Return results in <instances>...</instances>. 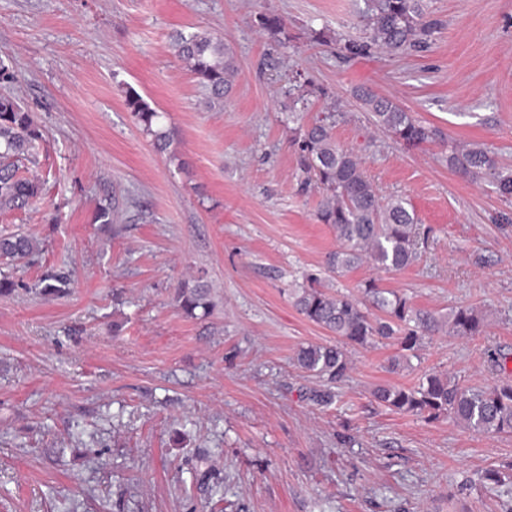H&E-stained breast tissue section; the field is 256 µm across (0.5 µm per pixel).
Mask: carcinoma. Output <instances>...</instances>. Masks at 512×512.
<instances>
[{
	"instance_id": "obj_1",
	"label": "carcinoma",
	"mask_w": 512,
	"mask_h": 512,
	"mask_svg": "<svg viewBox=\"0 0 512 512\" xmlns=\"http://www.w3.org/2000/svg\"><path fill=\"white\" fill-rule=\"evenodd\" d=\"M368 41L351 42L345 49L358 55L377 46L392 55H404L427 43L439 22L427 18L424 0H367L364 14ZM259 29L278 42H288L285 19L275 13H261ZM175 56L188 64L205 93L209 108L224 104L232 89L238 68L224 39L208 32L173 36ZM362 107L372 114L374 124L394 142L417 148L433 140L434 132L418 122L396 102L364 92ZM126 106L144 129L154 137L160 151L167 149L171 131L160 126L161 113L150 108L130 90ZM336 113L322 112L295 129L297 165L307 179L315 181L321 194L318 220L329 225L340 242L326 260L328 272L342 275L363 263L377 269L399 271L419 257L415 232L418 219L406 199L383 196L368 178L362 161L353 150L341 146L333 135ZM42 131L32 113L15 98L0 96V211L14 210L38 199L41 182L25 174L19 158L29 156ZM448 168L473 180L491 185L506 200H512V170L499 163L496 155L479 145L466 150L454 147L445 156ZM39 244L15 232H0V258L23 259L38 251ZM40 293L58 297L65 292L67 279L60 273L45 275ZM372 307L384 313L374 317L363 302L347 295H329L319 278L311 274L306 284L294 290L295 305L311 322L335 334L329 345L302 346L296 353L297 365L305 372L335 385L348 377L347 346H364L377 339H392L399 354L392 366L410 364L423 337L443 329L456 336L483 332L485 315L473 306H458L441 318L416 313L409 300L396 291L369 279L359 285ZM174 300L186 316L209 315L214 307L212 288L202 279L184 282ZM415 326H410V323ZM372 395L388 409L414 416L437 419L441 416L463 423L469 430L485 435L512 433V382L485 388L460 384L443 373H431L412 386L380 385Z\"/></svg>"
}]
</instances>
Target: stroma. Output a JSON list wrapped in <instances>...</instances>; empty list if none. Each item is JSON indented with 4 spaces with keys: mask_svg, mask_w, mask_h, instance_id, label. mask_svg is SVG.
<instances>
[{
    "mask_svg": "<svg viewBox=\"0 0 512 512\" xmlns=\"http://www.w3.org/2000/svg\"><path fill=\"white\" fill-rule=\"evenodd\" d=\"M425 4L442 26L423 48L347 59L365 0H0L13 74L0 94L40 124L23 165L46 179L40 200L0 212V231L40 246L0 268L19 283L0 297V512H512V435L371 395L432 372L492 386L512 353V203L443 160L449 144H477L512 165V0ZM269 11L288 43L257 27ZM176 31L232 51L223 108L204 106L169 47ZM298 79L315 88L305 119L340 112L337 142L414 210L411 266L328 277L338 242L285 121ZM131 89L173 129L166 152L129 112ZM359 91L393 99L435 140L407 149L377 132ZM105 204L116 223L97 221ZM49 270L70 276L56 298L34 292ZM311 273L352 296L377 278L437 316L473 306L486 325L425 337L396 371L392 341L348 347V380L320 402L323 383L294 362L336 341L294 305ZM198 276L215 308L194 319L173 295Z\"/></svg>",
    "mask_w": 512,
    "mask_h": 512,
    "instance_id": "1",
    "label": "stroma"
}]
</instances>
